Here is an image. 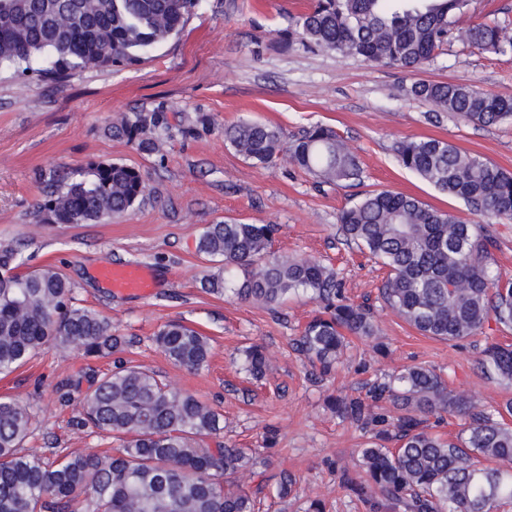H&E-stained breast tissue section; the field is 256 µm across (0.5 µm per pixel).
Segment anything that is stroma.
<instances>
[{
  "mask_svg": "<svg viewBox=\"0 0 512 512\" xmlns=\"http://www.w3.org/2000/svg\"><path fill=\"white\" fill-rule=\"evenodd\" d=\"M310 4L201 0L179 34L138 65L76 71L60 83L0 72V244L19 248L20 272L54 267L72 283L75 304L108 317L124 341L115 357L48 345L0 375V397L33 409L25 452L55 457L112 450L111 437L74 421L93 378L120 358L212 406L224 420L220 441L255 449L267 460L268 512H302L304 500L315 497L328 512H370L340 489L337 477L338 469L357 470L366 438L328 407V396H361L385 375L423 365L478 408L490 411L512 399V387L488 378L481 365L488 346L512 345V328L492 321L456 342L421 335L383 303L386 269L347 243L338 222L344 208L375 190L410 194L472 221L461 200L400 166L394 146L406 137L445 140L512 172V123L476 126L453 114L434 123L427 118L431 104L405 88L418 78L475 83L512 96V55L455 39L433 64L411 73L284 47L280 32ZM121 113L160 116L167 131L157 152H140L106 134ZM242 119L276 126L288 141L317 124L331 127L360 159V185L317 183L283 156L264 166L245 159L224 139L225 126ZM113 161L139 168L146 178V196L131 212L105 224L38 221L35 202L54 172ZM227 219L275 225L272 252L315 258L335 270L345 296L373 309L377 338H351L335 371L323 376L294 345L317 309L307 295L272 309L205 291L200 280L215 265L198 253L197 240L205 225ZM119 261L153 269V297L120 296L97 279L99 266ZM171 321L210 338L204 368L175 365L156 346L155 334ZM379 341L385 353L376 351ZM253 344L269 359L259 380L244 368L243 351ZM65 392L71 400L64 405ZM269 435L276 440L271 448L264 443ZM283 471L295 476L298 492L285 503L276 496Z\"/></svg>",
  "mask_w": 512,
  "mask_h": 512,
  "instance_id": "obj_1",
  "label": "stroma"
}]
</instances>
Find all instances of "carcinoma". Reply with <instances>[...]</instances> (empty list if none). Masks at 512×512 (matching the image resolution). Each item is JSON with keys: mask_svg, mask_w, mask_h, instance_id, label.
I'll list each match as a JSON object with an SVG mask.
<instances>
[{"mask_svg": "<svg viewBox=\"0 0 512 512\" xmlns=\"http://www.w3.org/2000/svg\"><path fill=\"white\" fill-rule=\"evenodd\" d=\"M200 0H0V68L31 69L52 81L71 71L127 67L183 28ZM473 0H314L281 34L284 44L343 53L414 71L429 65L448 41L497 55L512 54L506 22L466 28L459 20ZM406 93L435 107L428 120L452 113L481 126L512 120V97L474 83L418 79ZM160 118L119 116L112 136L155 150ZM224 139L243 157L267 165L281 153L324 184L356 186L362 166L336 133L314 126L286 142L267 123L241 120ZM398 162L439 192L463 200L477 220L468 223L418 198L371 191L339 216L345 239L388 269L385 303L424 336L448 341L476 334L490 319L512 327V281L494 273L496 246L487 225L512 221V173L438 139L406 138ZM142 172L123 163H93L87 176L50 179L35 204L54 224H102L132 210L145 196ZM275 228L226 220L208 224L197 250L222 267L203 278L213 294L274 307L299 292L318 302L298 347L327 375L346 336L373 339L371 309L342 298L336 274L316 259L270 254ZM17 249H0V373L25 365L48 342L89 356L119 350L112 323L73 303L72 286L52 267L25 274ZM155 343L174 364L203 367L209 339L181 323L166 324ZM256 378L267 367L262 347L245 351ZM483 366L512 383V346L491 345ZM389 400L405 414L385 423L372 404ZM331 409L371 433L359 449L360 472L340 484L374 512H500L512 507V401L494 415L448 390L438 373L410 366L372 385L366 396L332 397ZM453 413L466 421L455 436L427 430L428 417ZM32 414L21 400L0 399V512H260L263 482L248 490L235 474L253 468L249 448L205 440L220 430V414L192 394L169 388L156 374L121 360L97 378L81 401L78 424L119 441L115 453L55 458L22 452ZM295 477L279 474L277 495L294 492Z\"/></svg>", "mask_w": 512, "mask_h": 512, "instance_id": "obj_1", "label": "carcinoma"}]
</instances>
